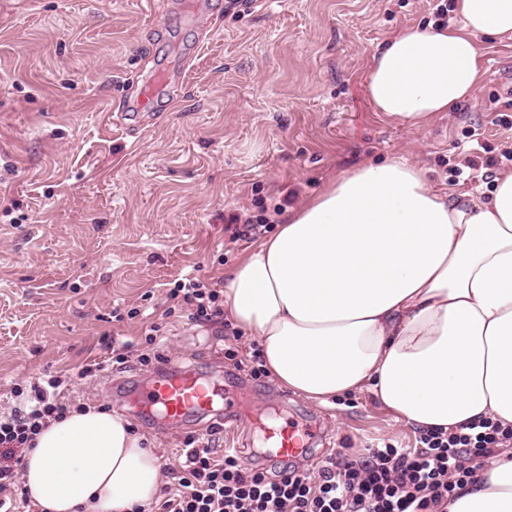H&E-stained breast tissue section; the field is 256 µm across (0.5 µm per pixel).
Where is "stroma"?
<instances>
[{"label": "stroma", "mask_w": 512, "mask_h": 512, "mask_svg": "<svg viewBox=\"0 0 512 512\" xmlns=\"http://www.w3.org/2000/svg\"><path fill=\"white\" fill-rule=\"evenodd\" d=\"M435 3L0 0V416L17 406L12 387L51 372L68 380L71 406L128 416L163 463V485L192 435L270 467L247 452L248 423L164 431L111 400L108 380L147 373L139 356L157 323L164 360L223 371L250 420L284 404L319 422L299 469L384 442L414 447L420 429L370 393L319 404L252 379L256 337L164 312L175 279L222 287L281 212L366 161L419 163L442 194L489 193L512 168V124L493 104L512 90V39L484 44L473 98L426 128L372 110V53L433 23ZM115 352L123 366L80 378L86 360Z\"/></svg>", "instance_id": "35a3bbf8"}]
</instances>
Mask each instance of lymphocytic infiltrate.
<instances>
[{
	"mask_svg": "<svg viewBox=\"0 0 512 512\" xmlns=\"http://www.w3.org/2000/svg\"><path fill=\"white\" fill-rule=\"evenodd\" d=\"M167 298L166 316L185 312L199 323L224 317L223 292L197 277L177 280ZM62 384L50 375L13 388L27 405L0 418V508L19 488L23 451L67 411L58 399ZM509 439L512 432L490 420L469 432L426 431L415 448L387 444L362 458L330 457L310 476L290 464L272 475L190 437L176 487L163 488L148 512H442L457 488L477 481L481 458Z\"/></svg>",
	"mask_w": 512,
	"mask_h": 512,
	"instance_id": "obj_1",
	"label": "lymphocytic infiltrate"
}]
</instances>
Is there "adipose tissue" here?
Listing matches in <instances>:
<instances>
[{
    "instance_id": "1",
    "label": "adipose tissue",
    "mask_w": 512,
    "mask_h": 512,
    "mask_svg": "<svg viewBox=\"0 0 512 512\" xmlns=\"http://www.w3.org/2000/svg\"><path fill=\"white\" fill-rule=\"evenodd\" d=\"M455 12L460 27H410L376 48L374 111L419 130L472 99L482 44L512 37V0ZM224 317L307 399L367 390L416 428L512 429V171L486 200L438 194L400 157L335 177L226 275ZM161 479L130 422L102 407L49 421L23 473L38 512L146 508ZM444 512H512V448Z\"/></svg>"
}]
</instances>
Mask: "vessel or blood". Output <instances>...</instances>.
I'll list each match as a JSON object with an SVG mask.
<instances>
[{
	"label": "vessel or blood",
	"mask_w": 512,
	"mask_h": 512,
	"mask_svg": "<svg viewBox=\"0 0 512 512\" xmlns=\"http://www.w3.org/2000/svg\"><path fill=\"white\" fill-rule=\"evenodd\" d=\"M131 389L137 393L138 414L160 415L168 429L208 418L224 423L238 422L246 416L240 401L226 393L222 379H206L196 371L172 363L162 365L146 379L136 381L134 386L110 384L108 393L121 402ZM260 433L270 457L275 460L302 456L314 436L310 427L299 424L280 428L264 425Z\"/></svg>",
	"instance_id": "obj_1"
}]
</instances>
